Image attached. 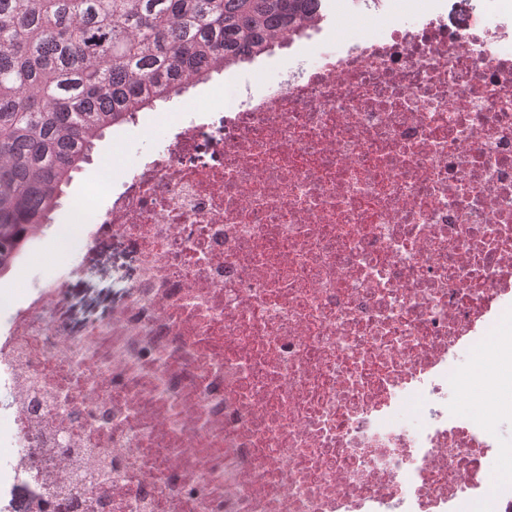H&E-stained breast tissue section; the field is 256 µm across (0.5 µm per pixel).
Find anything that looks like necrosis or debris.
Instances as JSON below:
<instances>
[{"label":"necrosis or debris","instance_id":"4bbe7bcc","mask_svg":"<svg viewBox=\"0 0 512 512\" xmlns=\"http://www.w3.org/2000/svg\"><path fill=\"white\" fill-rule=\"evenodd\" d=\"M339 14L336 61L215 87L31 240L130 245L106 320L0 279V512H512V0ZM482 355V401L449 399ZM171 139V131L164 125L154 126L147 135H134L123 143L127 167L134 172L151 162Z\"/></svg>","mask_w":512,"mask_h":512}]
</instances>
